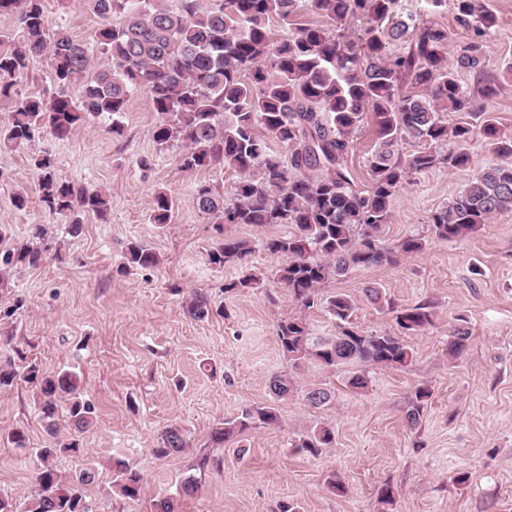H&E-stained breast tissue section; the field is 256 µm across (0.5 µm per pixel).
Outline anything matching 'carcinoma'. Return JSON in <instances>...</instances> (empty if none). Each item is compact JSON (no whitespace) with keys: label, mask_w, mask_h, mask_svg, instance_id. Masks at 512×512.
Instances as JSON below:
<instances>
[{"label":"carcinoma","mask_w":512,"mask_h":512,"mask_svg":"<svg viewBox=\"0 0 512 512\" xmlns=\"http://www.w3.org/2000/svg\"><path fill=\"white\" fill-rule=\"evenodd\" d=\"M170 10L165 0H85L100 19L97 45L103 62L94 66L84 45L63 29H52L42 0H0V14L14 13L17 41L0 49V103L12 108L11 124L0 131V148L17 150L42 132L64 140L87 117L120 118L130 95L148 94L161 121L152 139L162 149L176 148L186 171L223 164L239 174L230 197L200 183L194 192L198 209L226 224L264 226L285 224L289 231L262 241L270 255L282 259L273 279L305 308L320 306L333 320L332 336H314L307 323L283 317L275 334L283 358L296 369L314 363L334 372L351 368L346 381L360 391L369 384L373 367H402L412 358L403 336L416 335L433 323L425 304L396 312L398 332H370L353 320L355 302L346 294L326 298L320 291L329 280L358 268L393 262V251L419 252L426 240L403 238L393 250L383 244L394 198L409 176L432 168H456L469 163L464 145L483 137L497 161L482 170L455 198L431 213L432 234L447 241L467 238L499 214L512 211V132L478 98L492 99L503 83L487 69L486 36L497 27L496 13L487 0H454L456 29L439 26L424 15L399 13L400 0H307L321 23L298 24L286 39L273 37L270 22L292 24L302 0H179ZM364 22L362 37L345 38L336 23ZM466 35L448 61L457 32ZM393 45L402 50L391 49ZM47 57L54 81L61 87L88 74L79 99L62 92L45 101L22 93L30 59ZM476 75L477 90L457 79V71ZM421 89L411 92L407 86ZM467 120L448 125V113ZM376 125V141L367 157L369 180L358 183L346 156L368 116ZM411 139L422 144L412 154L398 144ZM285 146L282 155L269 142ZM39 171L41 201L52 214L70 219L69 230L81 232L82 215L105 217L111 205L106 193L58 181L53 159L34 158ZM171 191L153 195L150 220L171 222ZM51 242L42 224L0 257L1 271L18 265L36 266ZM249 242L224 237L209 251V263L222 269L240 264L252 254ZM126 269L157 264L148 245H127ZM265 279L247 272L224 284L225 291L255 288ZM188 314L204 321L212 313L207 295L195 292L186 304ZM448 354H462L470 338L466 321L452 330ZM25 379L39 388V412L46 434L37 449L41 468L36 491L23 512H90L82 486L94 481L86 468L76 479L56 470L61 452H78L79 441L59 436V411L66 409L78 432L90 424L91 405L82 398L79 376L69 370L27 368ZM295 390L293 379L276 374L269 380L271 398L244 407L214 429L212 439L226 443L249 430L266 428L278 420L277 402ZM428 392H415L406 413L409 425L418 424ZM333 398L330 388L314 384L304 400L323 408ZM335 444V430L319 426L292 443L298 453L318 457ZM188 441L177 424L164 431L158 457L184 451ZM120 495L136 499L143 477L123 460L113 463Z\"/></svg>","instance_id":"carcinoma-1"}]
</instances>
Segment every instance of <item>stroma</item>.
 <instances>
[{
	"label": "stroma",
	"instance_id": "1",
	"mask_svg": "<svg viewBox=\"0 0 512 512\" xmlns=\"http://www.w3.org/2000/svg\"><path fill=\"white\" fill-rule=\"evenodd\" d=\"M498 26L486 38L488 70L512 66V0H489ZM54 28L88 50L96 48L99 19L84 0H43ZM160 116L145 92L133 93L115 134L101 117L89 118L65 140L36 138L25 148L0 153V225L10 239L0 252L45 225L53 248L36 267H22L0 286V361L17 369L35 363L70 369L81 380L92 422L80 433V451L59 455L57 471L72 478L87 468L96 477L85 488L93 512H155L173 499L177 512H277L283 502L299 512H512V212L448 242L430 236L431 213L457 196L494 156L479 139L467 145L471 161L412 174L392 203L383 237L388 245L421 235V251L391 265L370 266L328 281L325 293H343L356 304L368 330L394 329L397 309L427 304L434 325L408 336L411 362L400 369L374 368L364 392L345 384L346 370L316 366L300 370L280 355L276 322L301 317L313 335L330 336L334 323L320 309H307L273 280L279 258L260 246L287 234L280 224H228L216 232L213 216L195 200L196 183L229 190L237 175L217 165L183 170L174 150H157L152 129ZM51 153L57 180L105 191L112 199L106 220L84 217L72 235L65 217L39 201L33 155ZM150 159V167L139 164ZM175 197L171 224L148 220L155 191ZM25 191L19 209L14 195ZM250 241L245 267L216 269L207 253L219 235ZM148 244L155 266L120 270L127 243ZM260 269L264 283L225 292L243 268ZM380 288L384 305L372 304L367 288ZM205 293L214 309L205 321L191 319L184 304L192 291ZM465 317L469 344L461 358L448 355L456 318ZM291 375L296 390L279 403L276 425L247 431L243 444L214 443L211 432L224 418L269 397L272 375ZM324 383L335 393L325 409L310 407L304 389ZM430 396L417 425L405 414L416 389ZM179 423L189 445L179 454L156 457L161 435ZM330 424L336 445L313 458L291 442ZM24 429L26 450L8 435ZM45 432L31 384L17 381L0 390V496L23 504L35 491ZM122 459L143 476L139 499L122 497L113 485L112 462ZM337 474L344 489L325 484ZM193 477V496L176 492ZM391 485L395 500L384 509L377 495Z\"/></svg>",
	"mask_w": 512,
	"mask_h": 512
}]
</instances>
